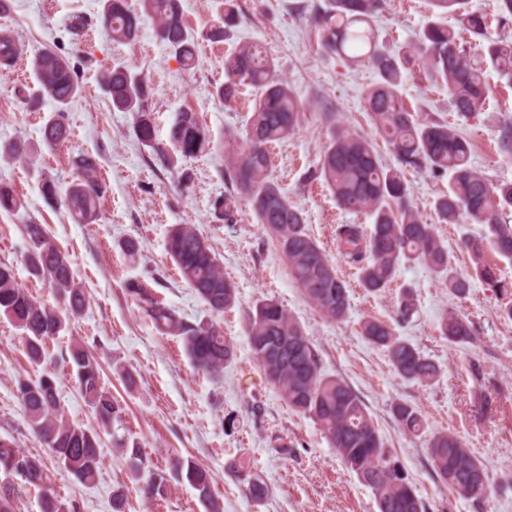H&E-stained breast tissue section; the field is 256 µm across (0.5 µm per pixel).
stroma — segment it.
Segmentation results:
<instances>
[{"label":"stroma","mask_w":512,"mask_h":512,"mask_svg":"<svg viewBox=\"0 0 512 512\" xmlns=\"http://www.w3.org/2000/svg\"><path fill=\"white\" fill-rule=\"evenodd\" d=\"M303 2L237 0L242 18L233 36L211 42L204 34L221 17L224 0H181L187 27L200 37L198 64L191 70L157 39L153 22H145L134 43L112 41L100 21L101 0H12L11 10L0 14V31H11L20 48L15 67L0 75V144L23 140L34 156L30 163H0V180L9 182L24 203L17 212L0 211V261L14 265L19 284L34 297L56 304L52 288L26 268L22 229L36 221L68 254L75 280L88 298L66 335L48 342L47 357L38 365L29 363L19 330L0 316V436L14 437L19 448L40 456L53 492L77 501L81 512H114L112 493L119 488L126 493L125 512H205L196 491L172 476L178 457L209 470L222 512H378L371 490L345 468L323 430L288 407L256 361L247 336L248 317L265 299L280 302L301 324L324 372L344 378L359 393L429 512H512V489L499 484L503 474L512 472V320L501 315L503 300L480 282H473L465 298L456 299L419 263L402 267L385 292L367 293L359 285L358 269L337 253L336 225L358 224L368 230L372 219L341 210L328 187L309 180L328 138L318 114L330 108L348 128L373 136L363 95L377 76L369 64L325 53L308 15L298 10ZM432 13L429 0H386L378 21L381 40L393 50L411 43ZM74 15L89 21L77 39L67 27ZM253 43L267 49L303 107L299 131L272 148V173L349 285L350 308L341 323L324 317L304 298L277 242L257 224L246 200H239L232 221L215 220L211 213L214 198L230 188L225 159L254 105L252 88H242L227 103L216 98L215 89L224 81L225 56ZM44 48L69 60L81 88L66 113L69 137L52 149L41 140L51 105L36 110L22 98L37 87L30 61ZM118 62L142 72L149 82L160 143H167L175 114L189 108L208 130V149L170 168L140 145L133 113L114 109L100 87L101 73ZM485 78L484 110L467 119L449 109L446 91L424 73L407 74L400 94L414 116L448 123L463 134L473 145L474 166L489 179L510 182L512 162L499 154L497 140L500 121L512 118V88L493 69H486ZM81 153L96 158V177L105 186L100 217L91 224L75 223L64 205H47L38 189L44 178L67 189L77 177L72 160ZM406 180L421 219L435 225L445 245L456 251L458 270L470 271L473 263L458 246L462 237L479 234L481 225L438 223L433 201L447 188V179L410 171ZM176 224L192 225L202 235L237 286V302L224 314L211 316L167 254V236ZM126 238L137 242L136 258L121 250ZM131 281L140 282L187 321L216 319L235 347L232 363L215 377L198 372L181 339L158 332L127 294ZM405 290L413 294L416 312L410 322L400 324L396 308ZM450 310L475 324L474 343L456 346L440 335L439 319ZM371 318L394 324L398 336L439 364L440 380L426 386L402 379L384 349L362 336L361 326ZM77 341L98 355L102 382L125 409L119 434L140 441L153 470L168 477L165 499L150 503L141 497L111 435L103 437L98 478L84 485L57 463L29 425L16 386L50 373L63 419L98 428L94 411L62 361ZM474 362L481 364L483 379L472 377ZM399 400L417 405L430 429L455 433L478 456L492 483L487 497L465 500L440 488L428 464L426 436H407L392 419L390 406ZM242 467L268 484L269 500L257 503L247 495L238 477Z\"/></svg>","instance_id":"obj_1"}]
</instances>
